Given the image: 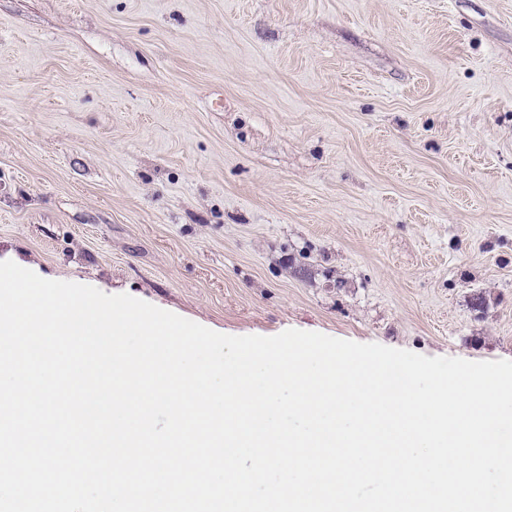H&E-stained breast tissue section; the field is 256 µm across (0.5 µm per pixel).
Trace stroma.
Listing matches in <instances>:
<instances>
[{
    "label": "stroma",
    "instance_id": "1",
    "mask_svg": "<svg viewBox=\"0 0 512 512\" xmlns=\"http://www.w3.org/2000/svg\"><path fill=\"white\" fill-rule=\"evenodd\" d=\"M0 258L512 360V0H0Z\"/></svg>",
    "mask_w": 512,
    "mask_h": 512
}]
</instances>
